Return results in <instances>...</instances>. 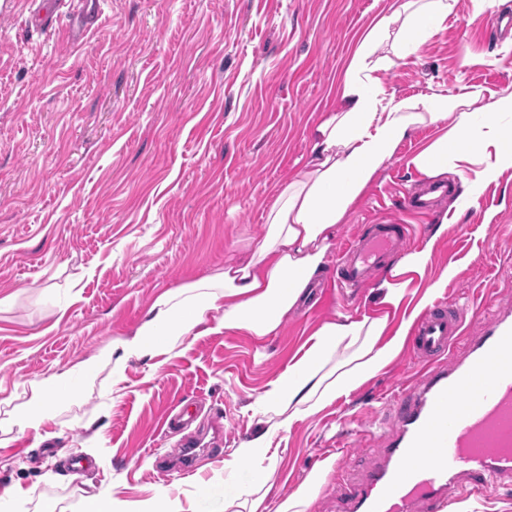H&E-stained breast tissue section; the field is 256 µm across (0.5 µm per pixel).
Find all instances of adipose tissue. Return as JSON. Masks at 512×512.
I'll return each instance as SVG.
<instances>
[{"instance_id":"adipose-tissue-1","label":"adipose tissue","mask_w":512,"mask_h":512,"mask_svg":"<svg viewBox=\"0 0 512 512\" xmlns=\"http://www.w3.org/2000/svg\"><path fill=\"white\" fill-rule=\"evenodd\" d=\"M455 0H400L377 20L346 71L338 110L324 113L312 135L307 170L284 183L268 216L261 245L246 260L226 263L223 270L160 293L129 336L113 337L100 358L80 362L33 385L30 398L0 427L39 430L49 404L76 393L81 380L100 363L112 366V390L120 392L124 369L132 361L163 364L192 336L245 332L272 335L288 312L307 295L321 272L336 226L398 145L421 125L451 122L449 132L416 155L412 163L430 177L447 172L449 162L467 163L485 145L473 131V104L489 97L483 123L491 134L495 157L483 171L494 179L512 167V136L497 127L500 114L512 112V93L475 91L456 97L433 92L413 99L387 101L376 76L391 58L418 52L426 37L452 12ZM390 56H378L381 44ZM383 318L321 326L263 395L250 406L263 429L224 456V480L237 483L236 495L224 500L225 512H308L324 481L320 465L293 493L269 508L276 457L273 437L322 410L371 379L397 356L403 336L384 339Z\"/></svg>"}]
</instances>
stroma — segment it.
I'll use <instances>...</instances> for the list:
<instances>
[{
  "label": "stroma",
  "instance_id": "1",
  "mask_svg": "<svg viewBox=\"0 0 512 512\" xmlns=\"http://www.w3.org/2000/svg\"><path fill=\"white\" fill-rule=\"evenodd\" d=\"M396 2L103 0L100 22L76 47L69 13L37 30L24 0H0V299L10 301L0 309V420L31 384L133 332L156 295L262 242L280 187L305 168L314 127L338 105L359 42ZM496 14L512 16V0H456L418 54L379 71L385 96L511 93L512 37L492 31ZM440 134L422 126L400 143L337 225L324 264L332 270L376 220L414 225L408 251L430 256L406 273L399 308L382 304L374 280L350 301L307 299L275 335L193 336L153 372L130 362L117 394L111 367H100L51 403L39 431L10 432L0 492L23 500V512H80L98 492L137 512L162 489L188 512L199 480L218 499L235 491L223 460L258 428L249 405L323 323L383 317L391 337L431 287L460 306L488 297L489 314L512 305V169L433 217L399 208L400 187L425 178L412 158ZM420 373L401 349L348 396L274 437L270 500L294 492L346 430L345 479L324 482L309 508L344 512L379 455L375 411ZM179 403L200 405L197 429L221 432L188 476L157 465L177 443L163 419Z\"/></svg>",
  "mask_w": 512,
  "mask_h": 512
}]
</instances>
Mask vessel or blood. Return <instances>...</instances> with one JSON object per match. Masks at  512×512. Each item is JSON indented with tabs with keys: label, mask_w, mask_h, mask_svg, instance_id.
I'll return each instance as SVG.
<instances>
[{
	"label": "vessel or blood",
	"mask_w": 512,
	"mask_h": 512,
	"mask_svg": "<svg viewBox=\"0 0 512 512\" xmlns=\"http://www.w3.org/2000/svg\"><path fill=\"white\" fill-rule=\"evenodd\" d=\"M32 19H53L65 0H26ZM448 186L430 184L408 198L407 211L428 213L432 196ZM409 225H369L341 250L332 277L337 296L357 294L403 252ZM436 303L408 329L410 353L425 370L390 402L394 416L377 433L381 460L370 466L350 494V512H436L458 485L482 495L494 482L512 484V313L482 317ZM482 322L480 336L466 321ZM463 339L464 354L452 353Z\"/></svg>",
	"instance_id": "vessel-or-blood-1"
}]
</instances>
